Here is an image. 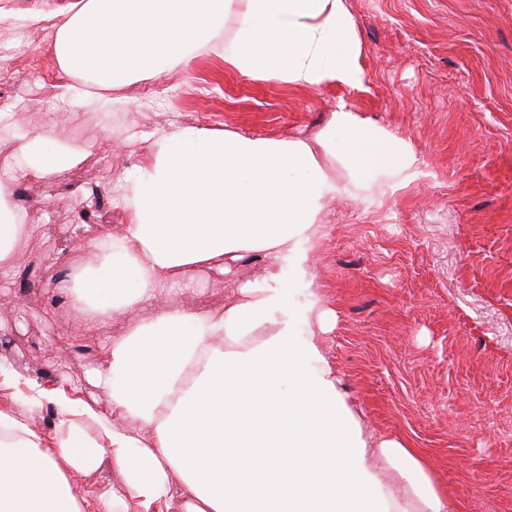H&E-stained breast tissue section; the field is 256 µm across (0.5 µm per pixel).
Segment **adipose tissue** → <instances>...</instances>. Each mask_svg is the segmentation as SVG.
Here are the masks:
<instances>
[{
	"mask_svg": "<svg viewBox=\"0 0 512 512\" xmlns=\"http://www.w3.org/2000/svg\"><path fill=\"white\" fill-rule=\"evenodd\" d=\"M230 0H71L62 12L22 15L54 30L62 72L106 88L188 63L221 33ZM224 60L251 78L318 88L362 87L360 42L346 0H242ZM15 129L18 165L0 181V273L40 227L11 202L16 180L76 165L80 150H45L40 131ZM192 140L199 148H179ZM144 160L125 176L118 205L127 223L80 235L63 288L89 322L132 307L94 368L108 410L76 387L34 384L27 412L0 410V512H145L184 491L181 512H448L420 458L394 438L365 436L339 392L320 338L335 322L312 288L318 217L342 181L382 175L392 193L418 174L410 141L370 128L346 105L312 141L250 137L206 126L143 137ZM251 253L269 263L263 287L237 282L223 306L168 308V283L196 286L199 271H229ZM293 270L308 283L306 335L288 314ZM54 407L51 428L32 412ZM107 469L122 494L88 500L78 477Z\"/></svg>",
	"mask_w": 512,
	"mask_h": 512,
	"instance_id": "obj_1",
	"label": "adipose tissue"
}]
</instances>
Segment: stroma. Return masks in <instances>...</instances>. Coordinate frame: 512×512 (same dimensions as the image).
I'll list each match as a JSON object with an SVG mask.
<instances>
[{"instance_id": "obj_1", "label": "stroma", "mask_w": 512, "mask_h": 512, "mask_svg": "<svg viewBox=\"0 0 512 512\" xmlns=\"http://www.w3.org/2000/svg\"><path fill=\"white\" fill-rule=\"evenodd\" d=\"M361 46L362 89L256 80L224 61V31L189 64L143 75L158 94L115 86L101 99L45 105L64 82L53 33L0 20V94L24 102L19 124L47 147L85 149L47 179L17 183L26 223L15 268L0 278V361L30 382L88 385V372L128 316L86 330L59 283L72 270L82 206L113 203L128 168L131 131L207 125L272 139H311L338 104L366 125L408 138L419 175L394 195L350 187L326 202L313 274L334 329L326 358L365 433L390 436L425 458L451 512H512V0H347ZM220 274L195 292L168 285L165 301L207 310L224 302Z\"/></svg>"}]
</instances>
